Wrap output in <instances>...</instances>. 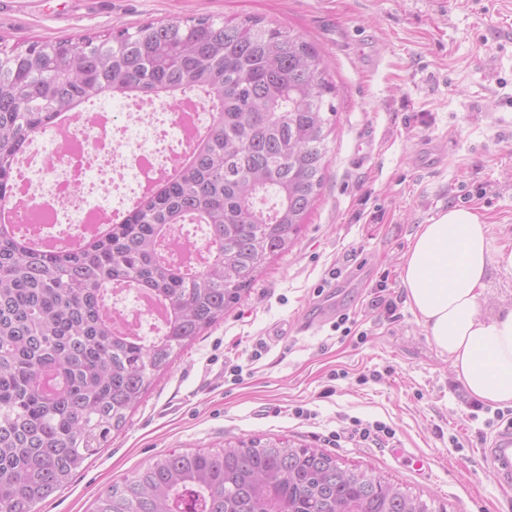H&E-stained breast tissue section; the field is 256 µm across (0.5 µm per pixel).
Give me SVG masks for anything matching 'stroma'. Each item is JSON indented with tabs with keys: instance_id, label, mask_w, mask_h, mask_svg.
<instances>
[{
	"instance_id": "obj_1",
	"label": "stroma",
	"mask_w": 512,
	"mask_h": 512,
	"mask_svg": "<svg viewBox=\"0 0 512 512\" xmlns=\"http://www.w3.org/2000/svg\"><path fill=\"white\" fill-rule=\"evenodd\" d=\"M201 15L259 18L322 50L337 109L325 183L291 251L178 353L41 512H93L100 494L161 452L257 435L323 449L447 512H512V485L497 482L481 451L501 423L471 408L401 281L418 226L451 207L479 214L493 248H512V0H0V42ZM353 266L359 277L336 298L356 334L303 331L318 288ZM233 364L244 367L241 381L224 373ZM299 407L311 418L297 417ZM356 418L395 436L346 435ZM417 456L431 459L429 470L414 469Z\"/></svg>"
}]
</instances>
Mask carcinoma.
<instances>
[{
    "instance_id": "cac0c4a2",
    "label": "carcinoma",
    "mask_w": 512,
    "mask_h": 512,
    "mask_svg": "<svg viewBox=\"0 0 512 512\" xmlns=\"http://www.w3.org/2000/svg\"><path fill=\"white\" fill-rule=\"evenodd\" d=\"M201 89L216 108L188 158L81 246H20L0 228V512H38L122 430L155 377L224 320L287 252L323 188L336 86L319 49L258 18L146 22L99 39L0 45V206L19 150L88 103ZM187 224L207 264L174 258ZM132 284L166 308L154 336L106 297ZM435 512L380 476L286 437L163 452L98 497L95 512Z\"/></svg>"
}]
</instances>
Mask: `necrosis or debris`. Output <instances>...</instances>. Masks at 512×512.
<instances>
[{"instance_id": "1", "label": "necrosis or debris", "mask_w": 512, "mask_h": 512, "mask_svg": "<svg viewBox=\"0 0 512 512\" xmlns=\"http://www.w3.org/2000/svg\"><path fill=\"white\" fill-rule=\"evenodd\" d=\"M124 105L127 112L122 117L103 111L83 113L70 135L53 136L58 169H47L39 159L33 163L23 182L21 200L29 211L42 213L47 227L63 225L74 231L107 216L112 206L104 174L109 169L122 183L125 200L136 199L148 176L157 172L159 157L182 155L186 141L183 115H190L195 127L203 125L204 102L180 97L166 108V127L147 130L140 137L132 132V113L150 114L158 105L139 97L127 98Z\"/></svg>"}]
</instances>
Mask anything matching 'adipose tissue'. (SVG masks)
I'll return each instance as SVG.
<instances>
[{"label": "adipose tissue", "mask_w": 512, "mask_h": 512, "mask_svg": "<svg viewBox=\"0 0 512 512\" xmlns=\"http://www.w3.org/2000/svg\"><path fill=\"white\" fill-rule=\"evenodd\" d=\"M494 268L512 271V249H492L480 217L451 207L419 225L401 279L407 304L468 395L512 406V304L482 311Z\"/></svg>", "instance_id": "ef3b65f1"}]
</instances>
